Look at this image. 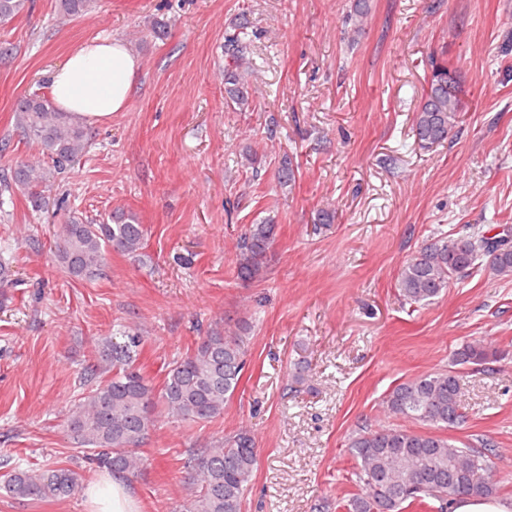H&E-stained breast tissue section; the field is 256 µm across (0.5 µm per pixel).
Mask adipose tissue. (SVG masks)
<instances>
[{
	"mask_svg": "<svg viewBox=\"0 0 512 512\" xmlns=\"http://www.w3.org/2000/svg\"><path fill=\"white\" fill-rule=\"evenodd\" d=\"M139 62L118 39L82 45L50 74L56 105L89 124L122 111L133 91ZM91 512H142L128 482L113 476L89 490Z\"/></svg>",
	"mask_w": 512,
	"mask_h": 512,
	"instance_id": "adipose-tissue-1",
	"label": "adipose tissue"
}]
</instances>
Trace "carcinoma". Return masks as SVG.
Wrapping results in <instances>:
<instances>
[{"label": "carcinoma", "instance_id": "carcinoma-1", "mask_svg": "<svg viewBox=\"0 0 512 512\" xmlns=\"http://www.w3.org/2000/svg\"><path fill=\"white\" fill-rule=\"evenodd\" d=\"M31 0H0V23L29 10ZM63 18L92 11L95 0H56ZM224 95L239 110L252 103L244 26L234 25L224 37ZM429 91L413 118V132L424 147L440 144L459 124L462 111L448 67L429 57ZM17 126L36 141L51 166L15 162L11 173L0 176V204L4 193L21 192L32 210L48 203L46 190L83 156L88 148L86 126L58 111L51 100L37 94L19 100ZM492 227L478 225L462 237H441L425 244L401 266L396 279L398 294L411 304L434 301L450 283L470 276L483 261L493 274L512 279V239L491 234ZM279 225L266 219L247 226L238 243L236 268L243 281L261 278L267 254L275 245ZM146 230L135 215H112L110 224H91L72 216L61 225L55 251L64 271L74 280L99 275L111 251L139 255ZM143 337L135 330L123 342L105 341L95 347L86 368L90 386L69 416L78 443L92 456L96 467L109 473L136 475L143 459L139 447L150 435L158 416L174 423L210 422L224 414L235 395L244 368V341L237 332L212 328L194 348L173 361L157 387L139 365ZM496 356L485 339L463 344L456 352L459 365L482 364ZM463 387L453 370L416 376L395 385L384 397L392 417L439 430L455 427L462 418ZM356 462L360 493L342 505L345 512H405L429 509L440 512L461 495L496 494L492 479L493 449L477 448L432 432L404 426L367 429L348 440ZM258 463L254 436L246 429L210 448H196L183 462L184 482L191 486L179 512H242L244 493ZM82 475L69 468L15 466L0 482V495L18 501L65 500L78 491Z\"/></svg>", "mask_w": 512, "mask_h": 512}]
</instances>
